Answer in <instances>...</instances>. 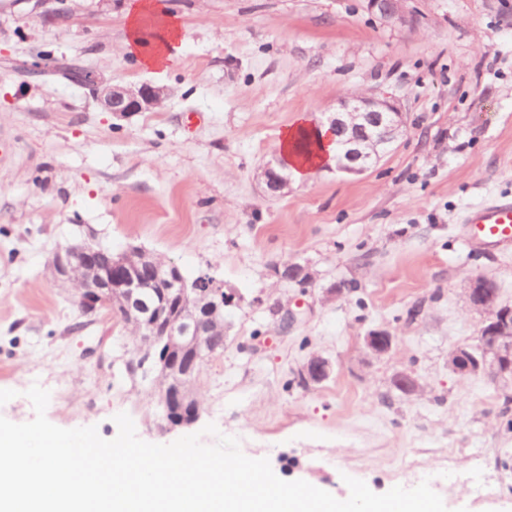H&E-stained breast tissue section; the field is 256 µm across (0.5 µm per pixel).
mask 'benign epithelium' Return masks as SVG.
Here are the masks:
<instances>
[{
	"label": "benign epithelium",
	"mask_w": 512,
	"mask_h": 512,
	"mask_svg": "<svg viewBox=\"0 0 512 512\" xmlns=\"http://www.w3.org/2000/svg\"><path fill=\"white\" fill-rule=\"evenodd\" d=\"M402 3L367 0V7L388 25H411L413 20ZM80 83L91 88L102 108L115 118L157 108L168 97L164 87L112 84L92 72L82 76ZM328 125L347 159L345 164L336 162V167L361 173L379 162L405 134L407 121L390 100L374 93H358L339 101ZM261 176L274 194L288 189V180L270 165L262 169ZM142 264L152 267L161 288L153 290L144 282L139 271ZM52 266L56 279L77 286L83 316L96 317L104 311L123 315L134 324L143 343L138 348V368L145 370V378L160 384L161 420L171 429L195 424L200 413L186 414L180 408L193 397L200 366L213 355L210 334L223 324L224 305L232 302L224 284L208 274L189 281L177 266L137 246L108 258L102 245L86 240L57 250ZM283 278L304 287L311 283L312 274L295 263L284 269ZM465 291L470 309L480 316L478 336L475 343L459 346L449 354L448 367L461 376L486 372L505 386L512 384V304L501 300L497 284L484 275L469 279ZM394 343L395 336L387 330L368 331L363 336V361L389 354ZM159 345L169 353L188 355L190 364L177 368L164 359L151 360L153 348ZM329 371V362L315 356L302 367L300 376L307 384L319 383ZM392 386L411 394L419 388V381L412 373L400 371L393 376Z\"/></svg>",
	"instance_id": "obj_1"
}]
</instances>
